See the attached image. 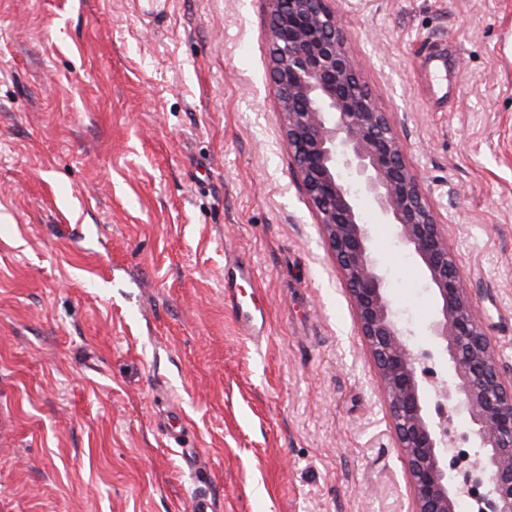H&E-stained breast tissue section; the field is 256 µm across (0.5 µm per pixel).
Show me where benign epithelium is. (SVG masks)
I'll return each mask as SVG.
<instances>
[{"mask_svg":"<svg viewBox=\"0 0 512 512\" xmlns=\"http://www.w3.org/2000/svg\"><path fill=\"white\" fill-rule=\"evenodd\" d=\"M327 0H268L271 78L283 129L306 198L318 217L357 324L378 368L392 428L404 457L414 512H458L479 495L483 512H512V380L500 370L466 279L448 250V230L427 205L421 179L362 81L343 28ZM368 202L395 229L431 292L427 327L453 372L451 409L468 416L464 436L476 448V478L448 469L455 438L446 416H432L421 397L428 352L411 344L387 294L372 247Z\"/></svg>","mask_w":512,"mask_h":512,"instance_id":"7a95c632","label":"benign epithelium"}]
</instances>
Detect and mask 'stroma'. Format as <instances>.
<instances>
[{
  "mask_svg": "<svg viewBox=\"0 0 512 512\" xmlns=\"http://www.w3.org/2000/svg\"><path fill=\"white\" fill-rule=\"evenodd\" d=\"M328 5L512 377V0ZM269 25L267 0H0V512H412ZM369 222L432 349L418 269ZM224 288V292H227H225L224 299L228 301V305L230 306L240 329L249 340L253 343L259 344L264 338L265 333V320L262 313L258 316L255 310L248 306L242 298L237 295L234 299L232 294L228 293L227 288H235L233 283L225 281Z\"/></svg>",
  "mask_w": 512,
  "mask_h": 512,
  "instance_id": "1",
  "label": "stroma"
}]
</instances>
